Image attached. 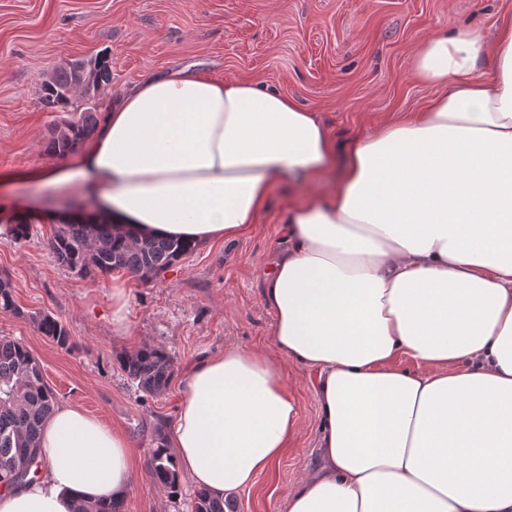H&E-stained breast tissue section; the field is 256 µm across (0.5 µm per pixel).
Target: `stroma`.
<instances>
[{"label": "stroma", "mask_w": 512, "mask_h": 512, "mask_svg": "<svg viewBox=\"0 0 512 512\" xmlns=\"http://www.w3.org/2000/svg\"><path fill=\"white\" fill-rule=\"evenodd\" d=\"M512 0H0V217L28 200L32 231L18 242L0 236V277L18 312L0 311V336L23 342L39 361L58 404L82 409L123 432L137 456L123 512H192L195 489L181 477L169 499L148 473L158 429L178 410L176 385L143 396L121 371L119 355L151 345L165 350L175 374L197 358L236 344L265 346L273 314L261 298L267 264L280 246L288 202L331 191L334 175L282 180L267 211L242 237L195 246L159 280L123 272L83 278L46 247L68 194L43 190L33 171L59 164L45 143L57 112L37 90L64 59L109 53L112 82L97 104L107 112L114 91L171 66L251 79L317 112L341 147L432 96L412 74V51L427 36L462 27L492 37ZM129 291L124 327L112 323V289ZM63 322L72 346L41 335L32 314ZM284 371L299 411L291 447L256 484L234 494L235 512H286L288 497L315 458L320 420L316 372Z\"/></svg>", "instance_id": "1"}]
</instances>
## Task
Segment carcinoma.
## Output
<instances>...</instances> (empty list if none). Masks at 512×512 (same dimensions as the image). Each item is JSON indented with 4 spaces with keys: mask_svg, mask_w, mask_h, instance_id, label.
I'll return each mask as SVG.
<instances>
[{
    "mask_svg": "<svg viewBox=\"0 0 512 512\" xmlns=\"http://www.w3.org/2000/svg\"><path fill=\"white\" fill-rule=\"evenodd\" d=\"M112 81L108 56L63 60L55 65L40 84L37 98L43 108L69 112L77 101L74 88L83 87L89 101L105 90ZM98 112L91 106L85 111L54 124L47 139L48 154L64 157L80 150L96 131ZM64 131H58L60 126ZM56 261L81 277L95 278L122 270L145 283L160 278L194 245L178 240L144 237L131 241L112 232L106 222L86 224L76 216L57 226L47 240ZM0 309L18 311L11 283L0 277ZM37 330L62 348L70 345L67 328L55 316L36 313L31 316ZM119 365L127 379L146 396L163 392L173 377V361L167 352L146 346L134 354L119 356ZM56 395L45 382L40 364L21 341L0 336V480L14 486L16 478L26 482L40 453L41 429L55 408ZM149 474L167 496L181 495L179 470L175 457L157 432L155 447L150 451ZM224 499L209 492L195 493L193 512H225Z\"/></svg>",
    "mask_w": 512,
    "mask_h": 512,
    "instance_id": "obj_1",
    "label": "carcinoma"
}]
</instances>
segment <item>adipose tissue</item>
Returning <instances> with one entry per match:
<instances>
[{
    "mask_svg": "<svg viewBox=\"0 0 512 512\" xmlns=\"http://www.w3.org/2000/svg\"><path fill=\"white\" fill-rule=\"evenodd\" d=\"M411 67L426 108L355 140L332 192L286 207L262 287L269 350L228 345L180 379L166 444L196 487L232 496L286 453L300 413L285 359L316 370L320 419L287 512H512V14L489 39L429 37ZM335 159L295 98L172 66L116 93L77 157L38 178L77 186L131 238L198 245L238 238L284 175L313 181ZM40 446L43 476L0 490V512L130 488L128 438L76 407Z\"/></svg>",
    "mask_w": 512,
    "mask_h": 512,
    "instance_id": "adipose-tissue-1",
    "label": "adipose tissue"
}]
</instances>
